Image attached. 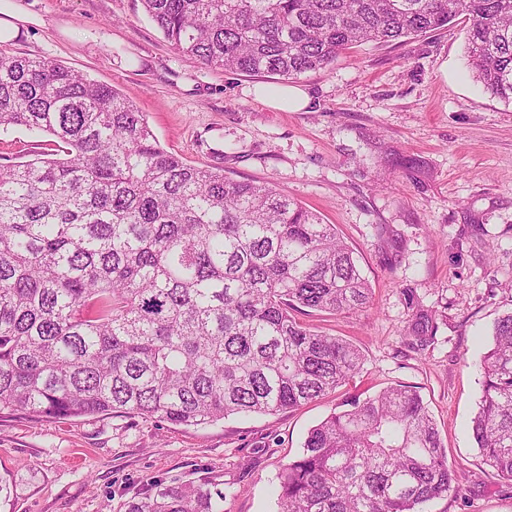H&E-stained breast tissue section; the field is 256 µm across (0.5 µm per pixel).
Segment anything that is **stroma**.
<instances>
[{
	"instance_id": "stroma-1",
	"label": "stroma",
	"mask_w": 512,
	"mask_h": 512,
	"mask_svg": "<svg viewBox=\"0 0 512 512\" xmlns=\"http://www.w3.org/2000/svg\"><path fill=\"white\" fill-rule=\"evenodd\" d=\"M25 15L9 55L50 57L116 88L160 145L187 163L285 191L335 225L372 288L353 314L302 322L346 339L363 368L338 392L275 415L182 426L138 414L45 422L0 412V512H126L158 482L204 485L219 512H278L283 464L346 400L416 388L456 481L424 512H512V482L482 459L471 420L495 321L512 312V104L469 76L468 22L366 42L301 76L310 103L256 100L258 78L176 50L141 0H9ZM415 159L388 169L386 154ZM438 312L435 341L413 348L411 304Z\"/></svg>"
}]
</instances>
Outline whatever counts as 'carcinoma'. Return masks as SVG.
I'll use <instances>...</instances> for the list:
<instances>
[{
	"label": "carcinoma",
	"mask_w": 512,
	"mask_h": 512,
	"mask_svg": "<svg viewBox=\"0 0 512 512\" xmlns=\"http://www.w3.org/2000/svg\"><path fill=\"white\" fill-rule=\"evenodd\" d=\"M208 67L294 79L361 42L464 16L472 77L512 103V0H142ZM45 133L0 164V411L45 421L140 414L184 426L276 414L359 373L351 343L298 320L360 311L371 290L336 226L287 194L191 166L118 90L46 57L0 53V128ZM436 311L407 335L429 346ZM472 434L512 481V313L495 322ZM414 387L312 427L278 474L279 512H422L453 488ZM126 512H218L211 492L156 484Z\"/></svg>",
	"instance_id": "carcinoma-1"
}]
</instances>
